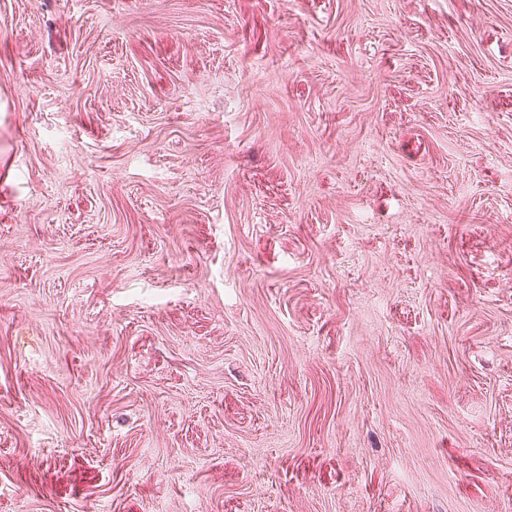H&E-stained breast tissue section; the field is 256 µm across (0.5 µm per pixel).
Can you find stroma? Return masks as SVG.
<instances>
[{
  "label": "stroma",
  "instance_id": "obj_1",
  "mask_svg": "<svg viewBox=\"0 0 512 512\" xmlns=\"http://www.w3.org/2000/svg\"><path fill=\"white\" fill-rule=\"evenodd\" d=\"M0 512H512V0H0Z\"/></svg>",
  "mask_w": 512,
  "mask_h": 512
}]
</instances>
